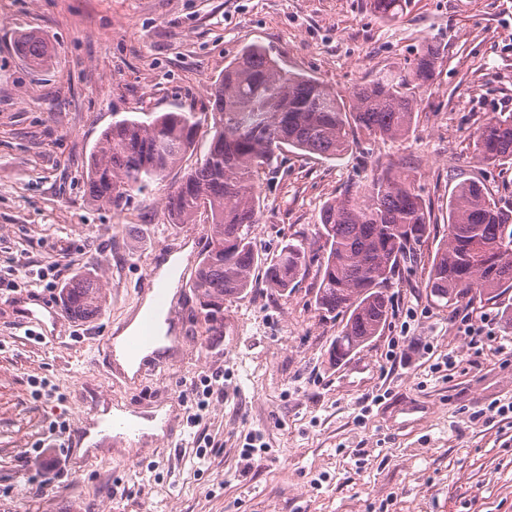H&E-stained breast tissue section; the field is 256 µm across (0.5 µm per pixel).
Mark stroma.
Wrapping results in <instances>:
<instances>
[{
	"label": "stroma",
	"mask_w": 512,
	"mask_h": 512,
	"mask_svg": "<svg viewBox=\"0 0 512 512\" xmlns=\"http://www.w3.org/2000/svg\"><path fill=\"white\" fill-rule=\"evenodd\" d=\"M27 31L54 46L48 66L17 53ZM426 42L443 60L405 141L363 135L336 160L286 151L259 180L254 238L269 259L313 235L324 203L354 183L391 163L410 171L435 231L391 288L381 335L334 360L342 319L315 306L316 266L285 292L259 267L256 287L225 300L220 334L183 288L162 368L135 381L111 372L103 345L143 306L147 273L171 255L197 262L208 223L169 222L162 199L178 168L120 211L96 206L82 174L101 132L139 112L195 113L190 166L209 144L207 88L245 46L263 44L346 99L379 72H408ZM499 112L512 113V0H409L391 22L369 0H0V275L28 265L50 281L0 295V512H512V417L494 410L512 403V355L499 351L512 342V291L448 306L425 290L456 185L482 181L512 207V167L473 151ZM86 273L104 286L100 310L64 313L61 285ZM29 309L58 311L53 341L27 339ZM466 322L482 327L479 342L463 336ZM212 374L224 390L188 427L192 385ZM33 377L54 397H34ZM103 404L164 414L182 436L109 445L92 466L71 458L36 481L29 455L48 423H84ZM251 432L267 448L248 464ZM199 436L214 447L202 461Z\"/></svg>",
	"instance_id": "obj_1"
}]
</instances>
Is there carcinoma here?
<instances>
[{
    "label": "carcinoma",
    "instance_id": "carcinoma-1",
    "mask_svg": "<svg viewBox=\"0 0 512 512\" xmlns=\"http://www.w3.org/2000/svg\"><path fill=\"white\" fill-rule=\"evenodd\" d=\"M390 22L404 0H370ZM18 54L32 67L51 62L53 50L39 33H23ZM439 46L418 49L411 71L387 70L355 88L345 104L324 82L281 68L268 49L251 44L209 87L213 136L204 157L185 170L163 199L168 216L192 224L200 211L210 225L192 288L210 320L255 286L252 272L265 265V286L285 291L313 260L300 241L262 261L252 238L257 223V177L286 149L327 159L345 155L356 137L402 141L410 133L420 90L439 67ZM199 121L193 112H144L112 122L89 156L84 185L101 207L118 211L132 193L164 181L195 146ZM474 151L493 166L512 165V113L493 116L479 132ZM324 240L319 259L317 309L341 314L333 356L342 358L381 335L389 314L396 270L430 239L426 203L402 164H391L364 184L326 203L315 225ZM425 288L447 300L490 302L512 290V210L501 207L478 180L459 183L448 199L445 239L431 259ZM104 300L98 279L79 275L64 286L65 311L95 314Z\"/></svg>",
    "mask_w": 512,
    "mask_h": 512
}]
</instances>
